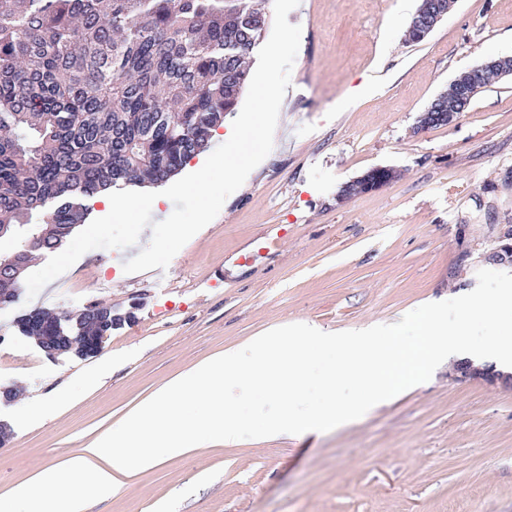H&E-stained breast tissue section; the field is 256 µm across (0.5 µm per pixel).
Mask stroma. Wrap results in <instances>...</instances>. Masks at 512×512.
Listing matches in <instances>:
<instances>
[{"label":"stroma","instance_id":"stroma-1","mask_svg":"<svg viewBox=\"0 0 512 512\" xmlns=\"http://www.w3.org/2000/svg\"><path fill=\"white\" fill-rule=\"evenodd\" d=\"M419 0H300L302 29L274 146L163 277L125 273L150 241L95 249L34 299L0 306V503L50 464L73 460L168 380L269 329L304 324L347 336L414 321L440 304L512 292V268L483 262L512 225V80L484 89L451 127L416 131L419 113L476 62L512 55V0H458L421 43L405 33ZM375 167L396 178L340 201ZM285 228L261 254L271 225ZM252 255L241 265L240 255ZM121 322L99 353L49 358L16 322L68 317L92 302ZM328 351L303 365L290 405L228 383L239 445L205 448L140 474L86 512H512V389L457 381L448 367L361 419L298 439L258 441L283 410L322 398Z\"/></svg>","mask_w":512,"mask_h":512}]
</instances>
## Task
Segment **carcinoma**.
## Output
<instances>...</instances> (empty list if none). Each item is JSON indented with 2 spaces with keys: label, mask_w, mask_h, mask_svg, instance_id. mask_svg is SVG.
<instances>
[{
  "label": "carcinoma",
  "mask_w": 512,
  "mask_h": 512,
  "mask_svg": "<svg viewBox=\"0 0 512 512\" xmlns=\"http://www.w3.org/2000/svg\"><path fill=\"white\" fill-rule=\"evenodd\" d=\"M267 23L256 0H0V225L40 224L52 250L87 216L75 199L176 175L234 112Z\"/></svg>",
  "instance_id": "carcinoma-1"
}]
</instances>
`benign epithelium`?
Returning <instances> with one entry per match:
<instances>
[{"instance_id":"obj_1","label":"benign epithelium","mask_w":512,"mask_h":512,"mask_svg":"<svg viewBox=\"0 0 512 512\" xmlns=\"http://www.w3.org/2000/svg\"><path fill=\"white\" fill-rule=\"evenodd\" d=\"M457 0H420V4L411 21L413 28L422 34H430L436 26L454 9ZM487 70L495 71L499 78L512 77V56H501L480 61L466 73L455 78L452 84L455 95L450 100L441 97L434 101V111L424 112L421 120L424 125L452 126L467 112L471 102L482 90V75ZM499 245L484 256V260L512 266V225L500 227ZM20 252L0 254V276L17 284L21 283L27 265L16 261ZM105 314L104 306L98 302L87 305L83 318L76 322V332L67 333L62 325L63 318L53 316L40 325L41 336L37 337L40 349L50 357L68 353L75 346L93 355L102 348L101 339L91 333ZM458 380H481L491 386L512 389V376H503L490 368L475 367L470 363H461L455 370Z\"/></svg>"}]
</instances>
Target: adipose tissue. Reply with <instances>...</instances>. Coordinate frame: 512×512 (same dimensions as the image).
<instances>
[{"instance_id":"obj_1","label":"adipose tissue","mask_w":512,"mask_h":512,"mask_svg":"<svg viewBox=\"0 0 512 512\" xmlns=\"http://www.w3.org/2000/svg\"><path fill=\"white\" fill-rule=\"evenodd\" d=\"M473 313L463 308L452 323L437 313H426L411 338L394 325L376 335L367 332L341 340L316 332L253 337L250 360L240 361L236 351L227 350L200 362L142 401L118 428L86 444L70 465L44 468L18 486L14 497L26 503V512H84L89 498L114 493L163 461L206 446H235L244 425L224 399L226 381L294 398L301 390L303 362L322 348L337 345L345 351L343 360L324 377L322 404L301 419L284 415L278 424L267 427V434L310 433L353 418L412 383L437 360L490 362L502 373L512 372V336L472 345L467 336ZM348 379L360 385L362 394L343 404L336 391ZM190 405L202 407V414L185 418Z\"/></svg>"}]
</instances>
